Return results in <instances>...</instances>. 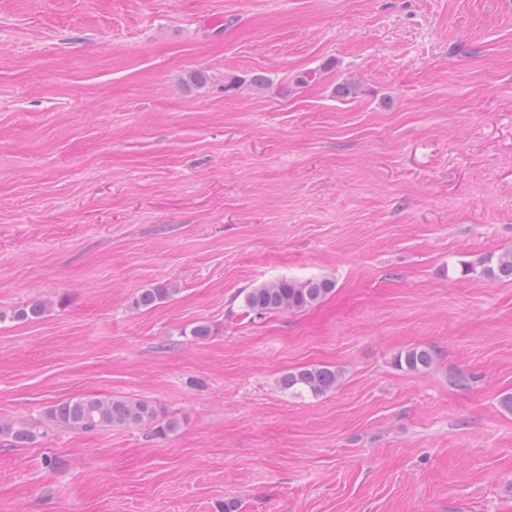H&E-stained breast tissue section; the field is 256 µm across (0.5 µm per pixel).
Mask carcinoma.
Returning <instances> with one entry per match:
<instances>
[{
	"label": "carcinoma",
	"instance_id": "1",
	"mask_svg": "<svg viewBox=\"0 0 512 512\" xmlns=\"http://www.w3.org/2000/svg\"><path fill=\"white\" fill-rule=\"evenodd\" d=\"M465 271L488 281H512V250L497 256L489 255L465 264ZM335 283L329 278L291 279L262 283L240 292L242 314L262 318L276 313L301 312L313 308L333 293ZM177 292L166 285L143 290L134 300L137 308H148ZM41 302H32L13 311L12 318L33 320L44 313ZM437 353L425 346H410L398 352L394 362L400 369L414 375L428 371L436 362ZM341 378L334 366L312 365L289 371L278 381L280 389L299 398H319L336 389ZM48 419L61 428L93 433L105 428H137L154 425V433L166 436L178 428L173 417L158 419L159 413L151 404L136 399L86 395L60 401L46 412ZM0 436L13 442L27 444L38 437L36 427L15 428L0 422Z\"/></svg>",
	"mask_w": 512,
	"mask_h": 512
}]
</instances>
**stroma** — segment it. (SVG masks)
Wrapping results in <instances>:
<instances>
[{
  "label": "stroma",
  "instance_id": "obj_1",
  "mask_svg": "<svg viewBox=\"0 0 512 512\" xmlns=\"http://www.w3.org/2000/svg\"><path fill=\"white\" fill-rule=\"evenodd\" d=\"M509 249L512 0H0V512H512ZM81 395L180 427L44 424ZM465 271L473 277L488 281H512V250L466 263ZM329 278L291 279L262 283L240 292L244 316L262 318L276 313L301 312L313 308L333 293ZM177 292L176 288H170L167 285H160L155 288L143 290L134 300L133 305L136 308H148L156 303L162 302ZM437 353L425 346H410L398 352L394 362L407 373L420 375L428 371L436 362ZM341 378L333 366L312 365L289 371L278 381L280 389L299 398H319L336 389Z\"/></svg>",
  "mask_w": 512,
  "mask_h": 512
}]
</instances>
